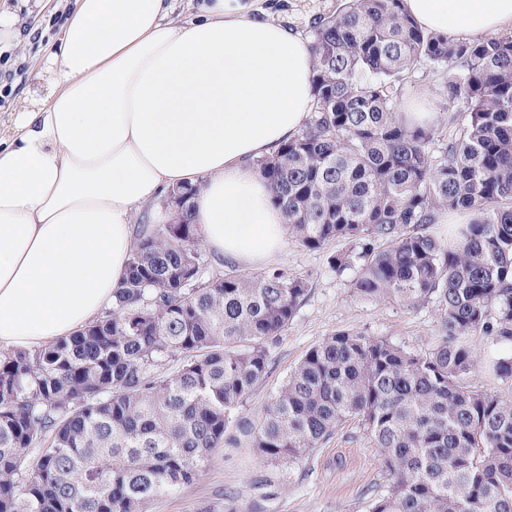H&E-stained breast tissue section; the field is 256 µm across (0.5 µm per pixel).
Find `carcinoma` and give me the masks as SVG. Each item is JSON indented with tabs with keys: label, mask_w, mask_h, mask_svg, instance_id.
Here are the masks:
<instances>
[{
	"label": "carcinoma",
	"mask_w": 512,
	"mask_h": 512,
	"mask_svg": "<svg viewBox=\"0 0 512 512\" xmlns=\"http://www.w3.org/2000/svg\"><path fill=\"white\" fill-rule=\"evenodd\" d=\"M403 0H344L320 21L311 116L257 162L287 235L330 257L361 298L432 304L409 351L364 331L311 347L263 409L244 404L307 280L211 272L192 222L138 228L112 306L76 334L0 353V512H147L219 448L293 465L355 423L387 488L369 512H512V402L479 390L476 342L512 346V35L421 28ZM448 68L425 107L399 103L417 65ZM460 224L439 236V212Z\"/></svg>",
	"instance_id": "1"
}]
</instances>
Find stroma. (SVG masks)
Returning a JSON list of instances; mask_svg holds the SVG:
<instances>
[{"instance_id": "stroma-1", "label": "stroma", "mask_w": 512, "mask_h": 512, "mask_svg": "<svg viewBox=\"0 0 512 512\" xmlns=\"http://www.w3.org/2000/svg\"><path fill=\"white\" fill-rule=\"evenodd\" d=\"M342 0H255L264 15L311 40L316 23L335 14ZM74 0H0L13 18L15 39L0 43V73L23 69L12 93L0 103V137L13 135L14 119L26 102L44 96L47 59ZM332 242L319 250L287 241L273 261L306 278L309 291L288 327L269 346L267 376L250 394L245 410L258 414L290 370L315 344L341 330L383 336L411 351L429 347L438 333L433 305L409 308L353 296L349 273H338ZM379 452L362 430L347 425L321 448L292 466L266 463L247 448L217 449L192 485L156 498L150 512H204L226 504L234 512H368V503L386 487Z\"/></svg>"}]
</instances>
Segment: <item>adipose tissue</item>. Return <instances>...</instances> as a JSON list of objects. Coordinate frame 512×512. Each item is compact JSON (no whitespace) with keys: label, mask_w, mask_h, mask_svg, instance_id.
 I'll return each instance as SVG.
<instances>
[{"label":"adipose tissue","mask_w":512,"mask_h":512,"mask_svg":"<svg viewBox=\"0 0 512 512\" xmlns=\"http://www.w3.org/2000/svg\"><path fill=\"white\" fill-rule=\"evenodd\" d=\"M427 30L512 24V0H404ZM174 0H77L49 58L53 86L0 140V349L76 334L112 304L133 224L164 190L197 186L205 246L256 267L284 218L256 167L302 128L312 57L251 0H210L183 24Z\"/></svg>","instance_id":"1"}]
</instances>
